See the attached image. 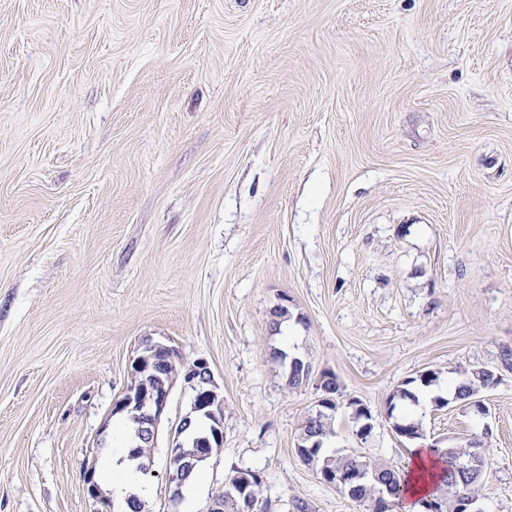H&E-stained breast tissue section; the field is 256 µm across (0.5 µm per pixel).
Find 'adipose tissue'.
Returning <instances> with one entry per match:
<instances>
[{
	"label": "adipose tissue",
	"mask_w": 512,
	"mask_h": 512,
	"mask_svg": "<svg viewBox=\"0 0 512 512\" xmlns=\"http://www.w3.org/2000/svg\"><path fill=\"white\" fill-rule=\"evenodd\" d=\"M132 442L131 425L123 416H116L112 421V444L101 457L100 469L118 512H129L128 499L135 497L144 501L151 495L150 486L138 470V461L129 456ZM411 461L413 473L402 500L403 512H419L420 499L430 494L431 480L440 471L439 459L428 448H415Z\"/></svg>",
	"instance_id": "obj_1"
}]
</instances>
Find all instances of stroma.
Instances as JSON below:
<instances>
[{"instance_id":"1","label":"stroma","mask_w":512,"mask_h":512,"mask_svg":"<svg viewBox=\"0 0 512 512\" xmlns=\"http://www.w3.org/2000/svg\"><path fill=\"white\" fill-rule=\"evenodd\" d=\"M148 340L224 399L200 512L244 469L268 512H372L295 452L322 371L372 412L362 440L340 410L328 454L406 468L411 415L427 444L483 432L476 508L512 512V0H0V512H116L83 473ZM479 366L482 414L446 388ZM437 380V376L435 373L428 371L420 374L416 378H411L410 380L405 381L401 386L397 387V389L393 392V394L389 397V407H395L393 403L396 399L404 400L410 399L415 400L416 394L414 389L421 390L425 388L431 387L434 382Z\"/></svg>"}]
</instances>
